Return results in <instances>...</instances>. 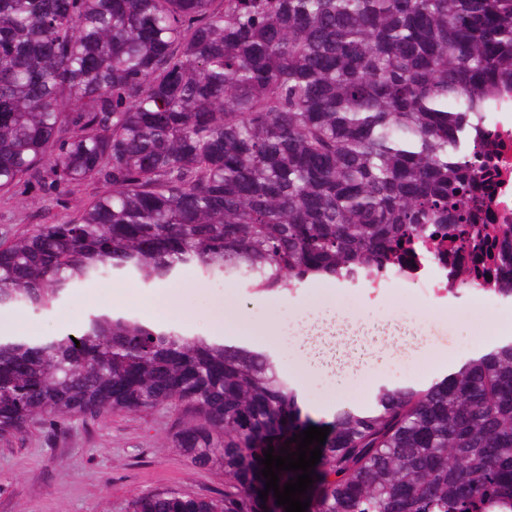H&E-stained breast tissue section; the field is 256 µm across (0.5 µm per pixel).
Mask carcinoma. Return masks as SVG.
Returning a JSON list of instances; mask_svg holds the SVG:
<instances>
[{"label": "carcinoma", "instance_id": "cac0c4a2", "mask_svg": "<svg viewBox=\"0 0 512 512\" xmlns=\"http://www.w3.org/2000/svg\"><path fill=\"white\" fill-rule=\"evenodd\" d=\"M508 94L512 0H0V190L102 186L0 242V306L188 266L257 292L374 283L422 250L448 293L512 300V222L481 216L498 145L476 135ZM158 409L224 495L130 512H285L261 459L310 426L330 431L307 512H512V340L320 421L268 352L109 308L0 336V435Z\"/></svg>", "mask_w": 512, "mask_h": 512}]
</instances>
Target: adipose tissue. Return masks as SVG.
I'll list each match as a JSON object with an SVG mask.
<instances>
[{"label":"adipose tissue","instance_id":"adipose-tissue-1","mask_svg":"<svg viewBox=\"0 0 512 512\" xmlns=\"http://www.w3.org/2000/svg\"><path fill=\"white\" fill-rule=\"evenodd\" d=\"M421 317L396 322L343 321L336 313L331 293L305 308L295 331L303 352V377L326 376L343 387L353 372L363 367L371 342L388 338L398 343L422 344Z\"/></svg>","mask_w":512,"mask_h":512}]
</instances>
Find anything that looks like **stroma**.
Instances as JSON below:
<instances>
[{"instance_id":"1","label":"stroma","mask_w":512,"mask_h":512,"mask_svg":"<svg viewBox=\"0 0 512 512\" xmlns=\"http://www.w3.org/2000/svg\"><path fill=\"white\" fill-rule=\"evenodd\" d=\"M94 187L62 188L50 183L20 185L0 191V242L32 231L37 225L75 218L88 206ZM177 289L190 317L163 314L168 290ZM336 296L345 315L375 318L400 313L417 315L425 308L451 311L450 319L431 317L424 331L432 352L398 354L382 367L354 378L343 395L329 380L304 382L293 326L298 310L321 292ZM224 299L241 310L255 329V349L273 354L281 375L300 391L314 419L330 420L341 406L370 404L376 386L397 381L423 385L446 375L447 367L491 348L486 338L485 311L493 307L512 319V301L482 295L437 296L424 288L397 282L383 287L345 286L332 281L306 285L292 293H258L244 282L207 276L194 267L175 278L145 284L130 275L111 274L109 283L94 280L72 286L58 303L34 312L18 306L0 307V336L42 338L77 331L85 316L114 301L115 312L177 327L190 335H215L210 301ZM175 415L155 410L139 416L109 413L94 420L72 418L64 425H38L0 436V512H129L140 493L169 489L195 495L224 492L223 474L192 467L175 446Z\"/></svg>"}]
</instances>
